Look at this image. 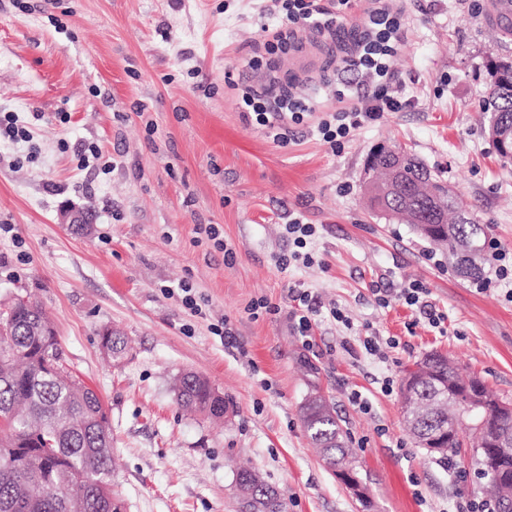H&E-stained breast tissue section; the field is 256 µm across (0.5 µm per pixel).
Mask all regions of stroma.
<instances>
[{"instance_id": "35a3bbf8", "label": "stroma", "mask_w": 512, "mask_h": 512, "mask_svg": "<svg viewBox=\"0 0 512 512\" xmlns=\"http://www.w3.org/2000/svg\"><path fill=\"white\" fill-rule=\"evenodd\" d=\"M484 3L409 0L395 60L409 104L335 153L313 123L291 126L281 147L243 120L230 84H268L245 58L276 23L256 0H0V113L34 134L0 139V225L14 227L0 235V303L39 301L70 369L101 397L124 512H238L241 465L283 493L288 512H362L306 435L301 406L314 392L347 433L372 512H469L484 500L470 451L418 448L400 389L381 383L439 352L512 401V298L505 284L458 276L447 252L372 211L363 188L368 154L403 148L512 251V162L480 110L490 65L512 61V40L482 25ZM92 145L108 170L79 166ZM68 203L91 210L87 235L61 224ZM292 215L315 225L316 263L279 271L274 257L294 249ZM207 224L233 263L200 233ZM182 280L207 298L203 315L163 294ZM413 280L444 313L440 328L414 325L405 304L376 303L375 289L395 295ZM300 289L319 309L309 350L291 317ZM260 298L278 314L252 317ZM224 319L234 340L210 330ZM105 326L129 341L123 363L100 349ZM369 336L379 354L365 350ZM187 371L223 394V421L179 409L175 381ZM355 390L369 410L350 402Z\"/></svg>"}]
</instances>
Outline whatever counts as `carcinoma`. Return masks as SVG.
<instances>
[{"mask_svg":"<svg viewBox=\"0 0 512 512\" xmlns=\"http://www.w3.org/2000/svg\"><path fill=\"white\" fill-rule=\"evenodd\" d=\"M491 81L482 102L487 120L496 116L512 118V81L501 75L512 70V62L494 66ZM401 194L395 198V216L411 223L409 216L427 224L448 222L451 234L428 237L436 245L448 248V256L457 274L480 280L484 268L478 261L483 250L481 239L486 227L476 224L462 209L456 197L448 198L446 211L438 212L429 193L419 187L423 164L402 150ZM47 321L42 307L18 298L0 310V512H110L121 499L114 490L112 433L103 402L98 393L69 369L58 337L52 348L43 347L37 335ZM107 356L121 362L130 353L126 337L118 330L103 337ZM431 364L436 379L448 386H459L463 376L455 362L440 354H430L420 364ZM491 405L489 426L495 431L498 448L486 455L481 436L473 428L455 427L464 400L454 397L442 405L430 404L431 416L410 420V430L420 445L425 432L434 430L442 438L440 455L460 453L470 440L475 464L487 479L490 493L501 505L512 494L499 482L503 469L512 470V412L500 414L498 407L508 404L481 386ZM175 400L185 410L200 412L213 419L224 417V396L216 394L210 382L196 372H185L176 379ZM302 421L311 443L320 449L325 464L334 468L352 458L346 433L326 400L310 397L302 406ZM267 484L243 502L249 512H285L281 493Z\"/></svg>","mask_w":512,"mask_h":512,"instance_id":"1","label":"carcinoma"}]
</instances>
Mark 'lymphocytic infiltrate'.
Instances as JSON below:
<instances>
[{"mask_svg":"<svg viewBox=\"0 0 512 512\" xmlns=\"http://www.w3.org/2000/svg\"><path fill=\"white\" fill-rule=\"evenodd\" d=\"M407 0H264L276 25L262 28L250 68L275 71L279 60L297 49L303 35H336L346 16L358 12L360 28L339 47L341 69L354 73L338 83L335 100L317 107L311 94L293 83L272 80L268 86L238 85L237 104L245 121L263 127L277 145L288 143L290 125L303 124L321 112L317 132L331 150H339L352 131L402 111L401 78L394 66L408 34Z\"/></svg>","mask_w":512,"mask_h":512,"instance_id":"f902f5d3","label":"lymphocytic infiltrate"}]
</instances>
